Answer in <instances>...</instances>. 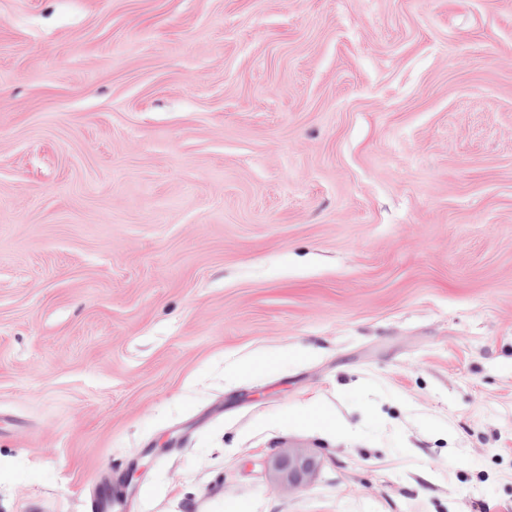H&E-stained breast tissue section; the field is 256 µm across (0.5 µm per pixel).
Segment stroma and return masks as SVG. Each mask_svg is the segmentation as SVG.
Here are the masks:
<instances>
[{"mask_svg":"<svg viewBox=\"0 0 512 512\" xmlns=\"http://www.w3.org/2000/svg\"><path fill=\"white\" fill-rule=\"evenodd\" d=\"M115 487L512 512V0H0V512ZM316 459L309 448H288L271 460V476L277 488L293 490L306 483L315 470Z\"/></svg>","mask_w":512,"mask_h":512,"instance_id":"1","label":"stroma"}]
</instances>
